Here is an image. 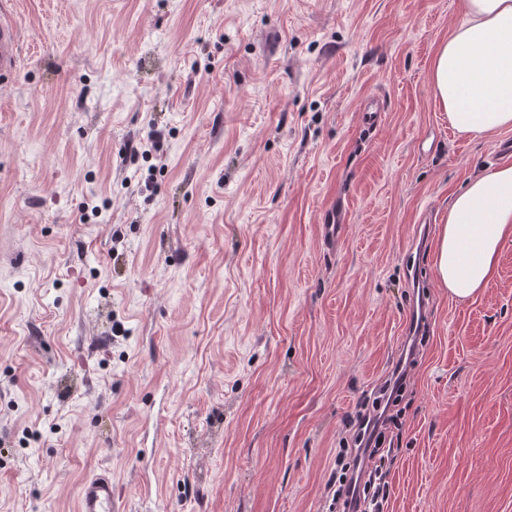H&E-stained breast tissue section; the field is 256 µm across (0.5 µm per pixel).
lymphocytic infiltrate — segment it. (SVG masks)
<instances>
[{"label":"lymphocytic infiltrate","mask_w":512,"mask_h":512,"mask_svg":"<svg viewBox=\"0 0 512 512\" xmlns=\"http://www.w3.org/2000/svg\"><path fill=\"white\" fill-rule=\"evenodd\" d=\"M426 339L425 317L415 312L405 353L363 398L350 421L351 435L339 451V468L326 484L329 512H385L389 498L387 466L395 456L393 431L399 426L407 379Z\"/></svg>","instance_id":"lymphocytic-infiltrate-1"}]
</instances>
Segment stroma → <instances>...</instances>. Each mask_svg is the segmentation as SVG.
I'll list each match as a JSON object with an SVG mask.
<instances>
[{"mask_svg":"<svg viewBox=\"0 0 512 512\" xmlns=\"http://www.w3.org/2000/svg\"><path fill=\"white\" fill-rule=\"evenodd\" d=\"M0 13L22 36L0 87V512H77L103 471L121 512H323L421 287L387 512H512V239L467 301L432 265L449 197L512 141L436 101L462 0Z\"/></svg>","mask_w":512,"mask_h":512,"instance_id":"1","label":"stroma"}]
</instances>
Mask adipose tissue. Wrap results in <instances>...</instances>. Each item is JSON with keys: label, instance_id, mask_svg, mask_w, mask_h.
<instances>
[{"label": "adipose tissue", "instance_id": "obj_1", "mask_svg": "<svg viewBox=\"0 0 512 512\" xmlns=\"http://www.w3.org/2000/svg\"><path fill=\"white\" fill-rule=\"evenodd\" d=\"M435 96L449 125L473 139L512 129V0H464V18L437 48ZM512 238V164L467 180L448 200L434 251L439 284L457 299L480 294Z\"/></svg>", "mask_w": 512, "mask_h": 512}]
</instances>
